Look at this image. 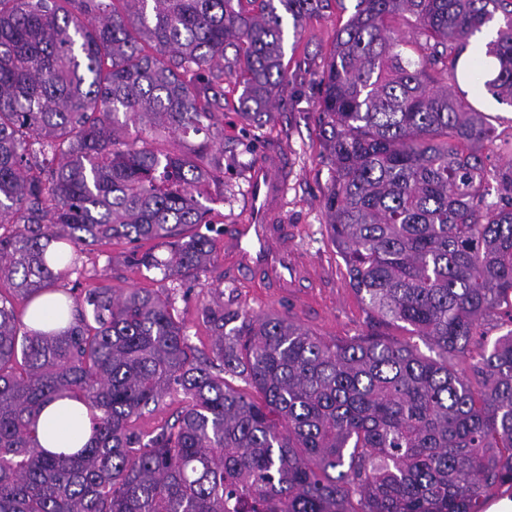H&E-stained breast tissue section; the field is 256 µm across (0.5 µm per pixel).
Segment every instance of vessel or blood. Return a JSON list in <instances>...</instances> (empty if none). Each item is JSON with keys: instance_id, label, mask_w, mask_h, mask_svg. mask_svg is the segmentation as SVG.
I'll list each match as a JSON object with an SVG mask.
<instances>
[{"instance_id": "1", "label": "vessel or blood", "mask_w": 512, "mask_h": 512, "mask_svg": "<svg viewBox=\"0 0 512 512\" xmlns=\"http://www.w3.org/2000/svg\"><path fill=\"white\" fill-rule=\"evenodd\" d=\"M288 168L287 153L265 152L251 174L248 208L224 238L225 265L255 276L276 293L297 288L314 269L295 246V232L286 223Z\"/></svg>"}]
</instances>
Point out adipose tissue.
<instances>
[{
    "mask_svg": "<svg viewBox=\"0 0 512 512\" xmlns=\"http://www.w3.org/2000/svg\"><path fill=\"white\" fill-rule=\"evenodd\" d=\"M39 423L41 444L52 451L68 452L82 447L90 436L87 407L69 399H60L44 407Z\"/></svg>",
    "mask_w": 512,
    "mask_h": 512,
    "instance_id": "1",
    "label": "adipose tissue"
}]
</instances>
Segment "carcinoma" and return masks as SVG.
<instances>
[{
  "mask_svg": "<svg viewBox=\"0 0 512 512\" xmlns=\"http://www.w3.org/2000/svg\"><path fill=\"white\" fill-rule=\"evenodd\" d=\"M330 5L0 0V282L29 301L53 293L62 245L116 239L129 265L199 280L214 259L200 186L224 170V75L241 79L244 119L270 117L284 19L297 29ZM488 29L483 86L512 105V0H356L321 76L325 207L348 284L436 357L222 303L202 309L214 341L200 355L169 297L109 285L81 305L55 299L72 312L65 331L31 332L0 293V512H481L511 491L512 329L491 341L479 328L512 323V162L481 152H512V137L442 87ZM160 129L203 139L163 151L141 137ZM174 391L187 403L172 420L133 427ZM59 398L90 412L70 454L40 442Z\"/></svg>",
  "mask_w": 512,
  "mask_h": 512,
  "instance_id": "obj_1",
  "label": "carcinoma"
}]
</instances>
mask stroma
Wrapping results in <instances>:
<instances>
[{"label": "stroma", "mask_w": 512, "mask_h": 512, "mask_svg": "<svg viewBox=\"0 0 512 512\" xmlns=\"http://www.w3.org/2000/svg\"><path fill=\"white\" fill-rule=\"evenodd\" d=\"M340 24L338 13L316 14L306 18L297 33L287 34L285 42V82L271 108V119L264 125L244 120L238 112L242 87L234 76L224 78V136L215 139V149L224 152V181L209 185L213 196L212 227L214 260L199 281L181 284L163 279L156 270L127 266L125 244L112 243L76 253V268L57 284L59 290L84 294L109 285L115 291L149 288L168 293L186 325L189 344L210 352L213 338L201 318L204 306L221 301L226 308L241 309L254 316L277 314L332 341H347L361 335H374L414 344L424 355H431L429 343L412 335L401 324L371 318L367 307L349 288L345 267L333 246L327 228L325 200L330 191L333 166L319 142L322 88L318 74L328 55ZM493 67L492 58L468 45L461 56L457 79L449 90L466 97L493 116L498 133L512 136V106L497 102L488 94H477L467 77L468 66ZM311 75H304V68ZM277 148L288 153L292 174L288 180L286 215L297 228V242L316 261L320 284L309 291L306 300L296 303L264 295L244 280L224 277V228L236 223L248 204L251 171L263 151Z\"/></svg>", "instance_id": "obj_1"}]
</instances>
